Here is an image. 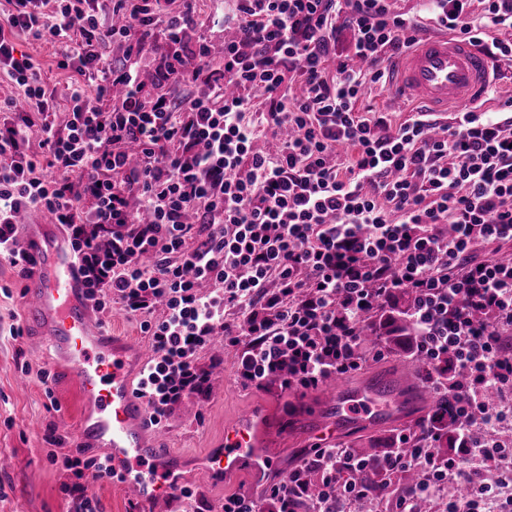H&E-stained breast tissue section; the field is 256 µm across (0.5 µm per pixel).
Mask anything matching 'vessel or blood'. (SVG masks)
Instances as JSON below:
<instances>
[{"label": "vessel or blood", "mask_w": 512, "mask_h": 512, "mask_svg": "<svg viewBox=\"0 0 512 512\" xmlns=\"http://www.w3.org/2000/svg\"><path fill=\"white\" fill-rule=\"evenodd\" d=\"M392 71L396 106L410 101L431 112H448L479 101L493 67L469 41L441 35L419 40L395 60ZM23 237L34 260L25 285V321L36 343L75 377L85 404L73 431L76 446L110 449L112 467L135 502L171 501L179 487L180 461L165 430L151 425L147 405L136 393L134 341L108 333L96 321L64 238L49 225L35 223L24 225ZM396 406L378 387L357 390L335 379L323 385L317 404L301 412L297 426L333 442L343 432L375 424ZM276 435L268 407L236 417L225 425L223 440L206 452L205 475L221 481L246 472L265 480L277 467Z\"/></svg>", "instance_id": "obj_1"}]
</instances>
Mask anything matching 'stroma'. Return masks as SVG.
Masks as SVG:
<instances>
[{"label": "stroma", "instance_id": "35a3bbf8", "mask_svg": "<svg viewBox=\"0 0 512 512\" xmlns=\"http://www.w3.org/2000/svg\"><path fill=\"white\" fill-rule=\"evenodd\" d=\"M24 282L17 270L0 261V512H70L62 486L74 482L71 473L52 464L46 441L60 420L77 425L83 414L80 391L64 366L55 362L29 334L11 338L10 325H23ZM235 353L224 352V369L217 374L208 398L183 401L165 424L168 445L184 459L182 482L207 506L219 508L225 497L251 488L242 473L220 483L206 482L198 461L206 448L224 436L227 421L264 403L280 427H290L295 414L314 403V392L296 395L279 389H245L237 381ZM49 379H42V372Z\"/></svg>", "mask_w": 512, "mask_h": 512}]
</instances>
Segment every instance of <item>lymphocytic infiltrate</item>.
I'll use <instances>...</instances> for the list:
<instances>
[{
    "label": "lymphocytic infiltrate",
    "instance_id": "lymphocytic-infiltrate-1",
    "mask_svg": "<svg viewBox=\"0 0 512 512\" xmlns=\"http://www.w3.org/2000/svg\"><path fill=\"white\" fill-rule=\"evenodd\" d=\"M0 14V72L25 109L0 98V259L19 271L17 217L48 212L99 312L136 319L152 355L136 383L153 426L192 396H209L199 365L215 333L235 350L243 388H317L395 349L365 346L362 320L410 298L428 388L451 413L425 418L377 459L343 444L314 445L261 495L225 498L222 512H353L371 495L350 470L383 468L421 479L391 512H512V449L497 439L512 422V262L477 259L482 243L512 242V100L474 105L438 122L415 112L399 126L360 111L388 62L418 40L391 0H235V40L224 59L197 33L193 0H7ZM431 21L512 68V0H425ZM26 35L55 47L65 92L18 55ZM125 47L108 63L107 44ZM157 60L152 81L137 65ZM207 93L198 96L196 84ZM280 135L277 153L256 143ZM466 382L449 386L450 373ZM455 421V448L442 430ZM51 453L73 473L74 512H98L84 473L114 480L109 456ZM321 492L309 497L311 482Z\"/></svg>",
    "mask_w": 512,
    "mask_h": 512
}]
</instances>
